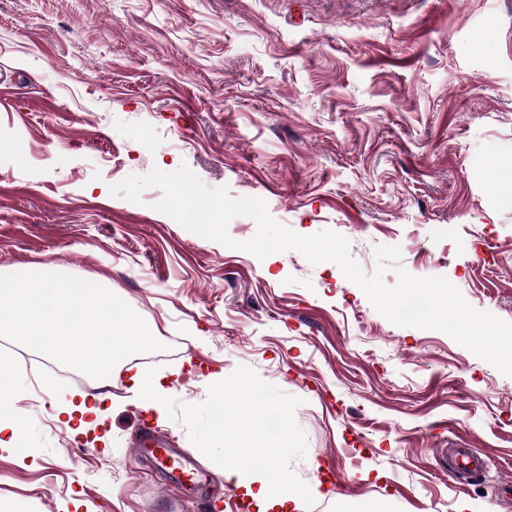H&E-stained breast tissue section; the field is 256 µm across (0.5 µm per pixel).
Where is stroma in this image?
Here are the masks:
<instances>
[{"label":"stroma","instance_id":"obj_1","mask_svg":"<svg viewBox=\"0 0 512 512\" xmlns=\"http://www.w3.org/2000/svg\"><path fill=\"white\" fill-rule=\"evenodd\" d=\"M0 274L58 272L126 301L167 344L109 379L0 338V394L27 454L0 445V512H171L142 425L194 454L212 491L249 453L302 512H512V377L446 334L399 327L332 262L257 259L109 187L188 166L334 230L373 273L379 245L512 322V0H0ZM167 377L160 412L130 390ZM232 387L224 426L212 378ZM271 384L285 447L266 446ZM103 400L78 433L64 400ZM452 448L487 469L461 479Z\"/></svg>","mask_w":512,"mask_h":512}]
</instances>
